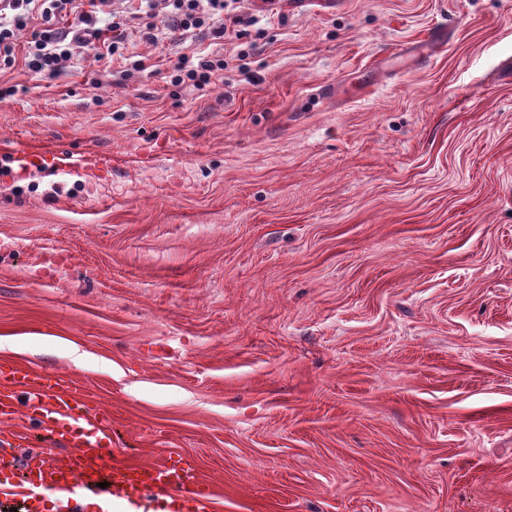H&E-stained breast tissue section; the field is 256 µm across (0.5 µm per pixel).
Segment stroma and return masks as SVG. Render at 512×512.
<instances>
[{
    "instance_id": "stroma-1",
    "label": "stroma",
    "mask_w": 512,
    "mask_h": 512,
    "mask_svg": "<svg viewBox=\"0 0 512 512\" xmlns=\"http://www.w3.org/2000/svg\"><path fill=\"white\" fill-rule=\"evenodd\" d=\"M138 5L104 8L123 56L36 79V15L0 68V362L67 373L223 512H512V0H282L161 45ZM21 142L91 163L19 178ZM196 62L188 57H183L179 66L175 69L177 74L172 82L176 85L190 84L198 89L210 86L212 76L219 70H224V58L217 54L199 57Z\"/></svg>"
}]
</instances>
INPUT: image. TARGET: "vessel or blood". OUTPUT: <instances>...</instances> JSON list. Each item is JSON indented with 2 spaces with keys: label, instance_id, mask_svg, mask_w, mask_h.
Returning a JSON list of instances; mask_svg holds the SVG:
<instances>
[{
  "label": "vessel or blood",
  "instance_id": "vessel-or-blood-1",
  "mask_svg": "<svg viewBox=\"0 0 512 512\" xmlns=\"http://www.w3.org/2000/svg\"><path fill=\"white\" fill-rule=\"evenodd\" d=\"M21 169L50 176L86 169L85 158L51 145L18 147ZM40 419L46 447L18 459L20 414ZM0 507L21 501L23 512H85L88 495L119 501L129 512H217L214 487L182 455L134 461L112 446L108 419L68 375L28 365L0 364Z\"/></svg>",
  "mask_w": 512,
  "mask_h": 512
}]
</instances>
